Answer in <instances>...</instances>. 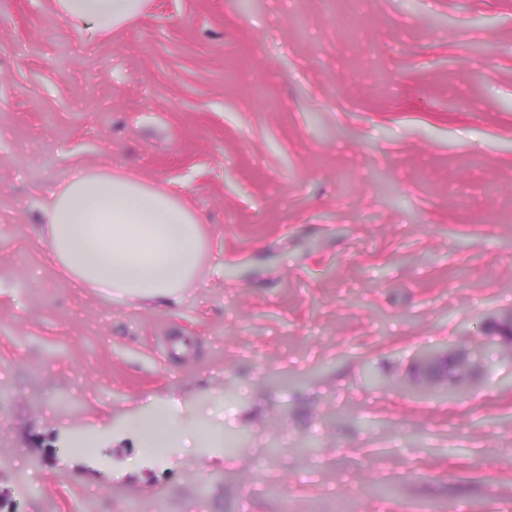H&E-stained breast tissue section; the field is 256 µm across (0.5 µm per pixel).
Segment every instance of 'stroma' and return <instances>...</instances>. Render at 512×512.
Returning <instances> with one entry per match:
<instances>
[{
    "instance_id": "obj_1",
    "label": "stroma",
    "mask_w": 512,
    "mask_h": 512,
    "mask_svg": "<svg viewBox=\"0 0 512 512\" xmlns=\"http://www.w3.org/2000/svg\"><path fill=\"white\" fill-rule=\"evenodd\" d=\"M85 167L174 191L222 274L62 273L41 205ZM511 316L512 0H150L96 40L0 0V512H512ZM163 403L232 449L142 461ZM421 367L424 371L430 375L438 377H446L448 380V388L458 386V382L461 378V373L457 363V359L453 356L441 358L437 361L431 360H420Z\"/></svg>"
}]
</instances>
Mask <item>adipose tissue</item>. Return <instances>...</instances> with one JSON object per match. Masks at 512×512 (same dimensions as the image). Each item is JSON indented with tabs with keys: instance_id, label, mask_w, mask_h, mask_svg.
I'll return each mask as SVG.
<instances>
[{
	"instance_id": "adipose-tissue-1",
	"label": "adipose tissue",
	"mask_w": 512,
	"mask_h": 512,
	"mask_svg": "<svg viewBox=\"0 0 512 512\" xmlns=\"http://www.w3.org/2000/svg\"><path fill=\"white\" fill-rule=\"evenodd\" d=\"M147 0H55L73 26L109 37L137 18ZM50 256L59 269L108 301L141 305L179 300L207 266L198 217L176 194L139 173L77 170L42 205ZM147 447L201 440L205 427H181L170 404L137 427Z\"/></svg>"
}]
</instances>
